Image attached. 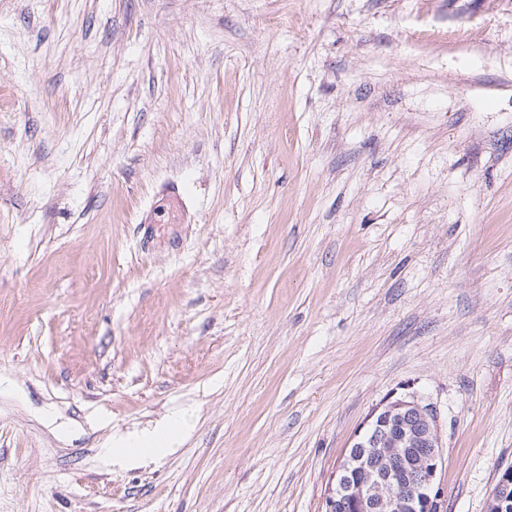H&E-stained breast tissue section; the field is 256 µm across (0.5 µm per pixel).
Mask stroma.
<instances>
[{
	"mask_svg": "<svg viewBox=\"0 0 512 512\" xmlns=\"http://www.w3.org/2000/svg\"><path fill=\"white\" fill-rule=\"evenodd\" d=\"M407 392L485 512L512 0H0V512H323ZM191 415L182 413L174 417L165 427L144 433L135 439L112 440V459L122 460L134 455H154L174 448L181 436L190 429Z\"/></svg>",
	"mask_w": 512,
	"mask_h": 512,
	"instance_id": "obj_1",
	"label": "stroma"
}]
</instances>
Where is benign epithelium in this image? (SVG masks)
<instances>
[{
  "instance_id": "7a95c632",
  "label": "benign epithelium",
  "mask_w": 512,
  "mask_h": 512,
  "mask_svg": "<svg viewBox=\"0 0 512 512\" xmlns=\"http://www.w3.org/2000/svg\"><path fill=\"white\" fill-rule=\"evenodd\" d=\"M441 432L434 406L415 392L369 412L336 472L325 512H444L436 486ZM486 512H512V468L492 490Z\"/></svg>"
}]
</instances>
